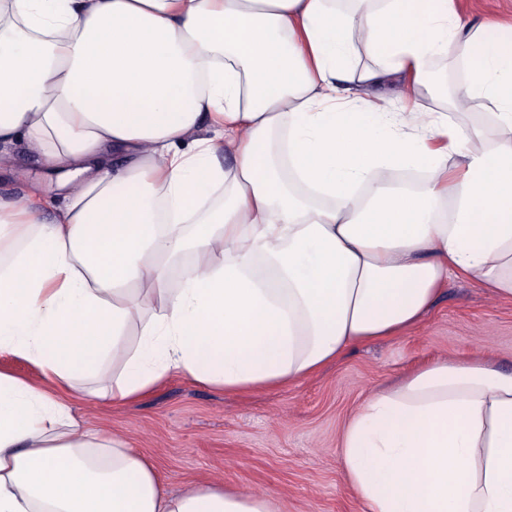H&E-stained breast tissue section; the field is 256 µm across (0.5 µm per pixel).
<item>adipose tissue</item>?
I'll return each instance as SVG.
<instances>
[{
	"mask_svg": "<svg viewBox=\"0 0 512 512\" xmlns=\"http://www.w3.org/2000/svg\"><path fill=\"white\" fill-rule=\"evenodd\" d=\"M447 54L466 69L457 110L483 122L419 108ZM21 137L62 202L0 197V357L38 373L0 368V512H274L218 480L166 492L73 399L129 404L174 373L283 387L410 330L454 278L512 301V17L0 0V146ZM389 170L425 177L394 189ZM338 451L362 512H512V372L422 362L347 419Z\"/></svg>",
	"mask_w": 512,
	"mask_h": 512,
	"instance_id": "ef3b65f1",
	"label": "adipose tissue"
}]
</instances>
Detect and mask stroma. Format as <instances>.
I'll return each instance as SVG.
<instances>
[{
    "label": "stroma",
    "mask_w": 512,
    "mask_h": 512,
    "mask_svg": "<svg viewBox=\"0 0 512 512\" xmlns=\"http://www.w3.org/2000/svg\"><path fill=\"white\" fill-rule=\"evenodd\" d=\"M31 188L56 197L41 157L22 140L0 155V194ZM481 351L512 370V302L493 300L476 281L453 280L409 332L355 346L320 374L288 386L233 395L175 373L138 402L78 400L72 408L88 426L151 458L170 492L216 479L268 492L283 512H361L338 455L345 420L418 363Z\"/></svg>",
    "instance_id": "stroma-1"
}]
</instances>
